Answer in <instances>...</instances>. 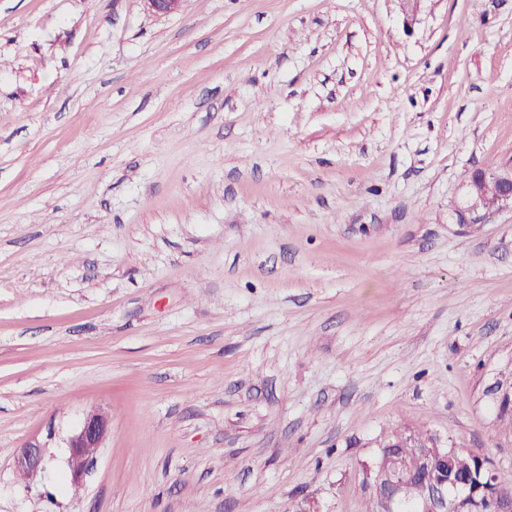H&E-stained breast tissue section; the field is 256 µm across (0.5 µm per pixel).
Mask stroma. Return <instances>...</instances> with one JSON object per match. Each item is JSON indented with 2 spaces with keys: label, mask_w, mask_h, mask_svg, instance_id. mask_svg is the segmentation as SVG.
I'll use <instances>...</instances> for the list:
<instances>
[{
  "label": "stroma",
  "mask_w": 512,
  "mask_h": 512,
  "mask_svg": "<svg viewBox=\"0 0 512 512\" xmlns=\"http://www.w3.org/2000/svg\"><path fill=\"white\" fill-rule=\"evenodd\" d=\"M510 166L512 0H0V512H366L397 430L512 471V210L453 214ZM491 186L496 189L493 205L487 201V190ZM463 189L462 200L454 210L457 224H483L491 214L512 209V170L475 168L463 183ZM109 435L107 418L101 413L87 415L81 428L70 436L68 470L70 484L79 486L83 474ZM16 471L32 479L45 469L43 448L36 444H27L21 448L15 459Z\"/></svg>",
  "instance_id": "35a3bbf8"
}]
</instances>
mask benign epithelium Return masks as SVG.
Returning <instances> with one entry per match:
<instances>
[{"mask_svg":"<svg viewBox=\"0 0 512 512\" xmlns=\"http://www.w3.org/2000/svg\"><path fill=\"white\" fill-rule=\"evenodd\" d=\"M156 15L179 12L185 0H145ZM403 28L411 32L419 21L426 0H399ZM512 209V170L488 167L473 169L463 183V197L454 213L458 224H482L491 214ZM490 393L499 409H512V384L496 383ZM109 435L107 418L101 413L87 415L81 428L70 436L68 470L70 484L80 485L83 474ZM402 448L414 453L396 459L383 456L375 477V491L382 512H400L404 503L414 512H512V491L499 485L468 489L460 480L462 466L472 467L485 458L463 448H441L412 437L398 436ZM16 471L32 479L45 469L43 448L27 444L15 459Z\"/></svg>","mask_w":512,"mask_h":512,"instance_id":"obj_1","label":"benign epithelium"}]
</instances>
